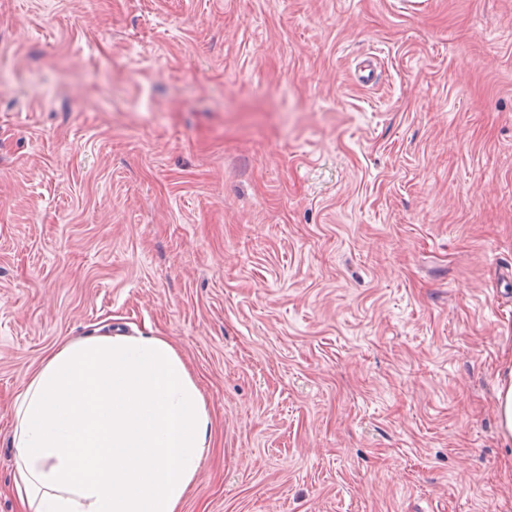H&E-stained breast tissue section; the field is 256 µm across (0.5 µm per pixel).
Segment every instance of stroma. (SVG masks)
<instances>
[{
	"instance_id": "1",
	"label": "stroma",
	"mask_w": 512,
	"mask_h": 512,
	"mask_svg": "<svg viewBox=\"0 0 512 512\" xmlns=\"http://www.w3.org/2000/svg\"><path fill=\"white\" fill-rule=\"evenodd\" d=\"M115 332L206 398L181 512H512V0H0V512ZM497 417L498 428L504 442L512 443V359L498 373Z\"/></svg>"
}]
</instances>
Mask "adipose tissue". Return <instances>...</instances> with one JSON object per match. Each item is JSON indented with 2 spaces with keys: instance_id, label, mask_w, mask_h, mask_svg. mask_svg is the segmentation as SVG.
Returning <instances> with one entry per match:
<instances>
[{
  "instance_id": "adipose-tissue-1",
  "label": "adipose tissue",
  "mask_w": 512,
  "mask_h": 512,
  "mask_svg": "<svg viewBox=\"0 0 512 512\" xmlns=\"http://www.w3.org/2000/svg\"><path fill=\"white\" fill-rule=\"evenodd\" d=\"M202 391L164 336L67 341L13 414L21 512H180L212 446Z\"/></svg>"
}]
</instances>
